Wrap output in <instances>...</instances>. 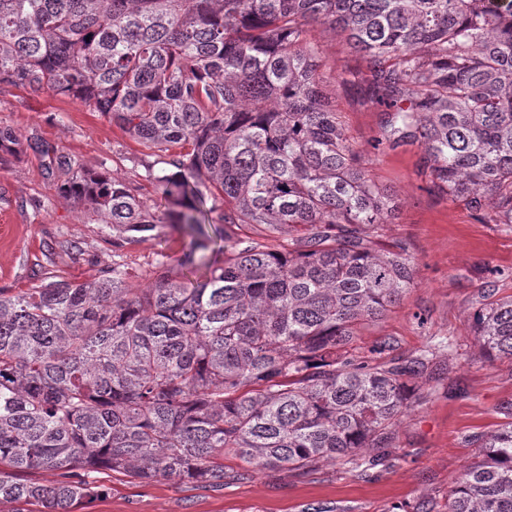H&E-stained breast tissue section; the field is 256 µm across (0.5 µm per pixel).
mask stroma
<instances>
[{"mask_svg":"<svg viewBox=\"0 0 512 512\" xmlns=\"http://www.w3.org/2000/svg\"><path fill=\"white\" fill-rule=\"evenodd\" d=\"M308 38L326 60L324 78L336 91V110L351 142L369 150L371 177L391 187L400 202L380 241L405 243L416 267L413 287L383 320L361 327L352 352L369 356L375 342L389 336L395 356L432 352L439 378H418L424 398L402 417L394 447L379 464H371L367 449L355 464L336 459L310 471H257L227 454L220 458V489L174 478L141 484L104 471V495L77 512H306L313 506L323 512H445L449 489L479 454L470 436L512 421V360L487 361L468 328L489 270H512V224L477 223L463 201L426 192L421 147L370 151L384 115L370 100L366 60L325 26H312ZM346 72L353 75L351 83L337 85ZM0 127L40 136L75 155L83 169L120 176L137 187L151 213L164 218L162 190L144 178L149 149L91 107L12 88L0 92ZM63 240L81 243L85 261L73 262L57 250ZM182 248V235L168 226L144 242L113 248L111 230L44 179L39 155L30 152L0 165V288L86 281L115 261L127 265L129 282L137 287L147 283L159 255L175 259Z\"/></svg>","mask_w":512,"mask_h":512,"instance_id":"1","label":"stroma"}]
</instances>
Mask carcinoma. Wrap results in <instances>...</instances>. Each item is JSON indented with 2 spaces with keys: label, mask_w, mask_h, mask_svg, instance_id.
Here are the masks:
<instances>
[{
  "label": "carcinoma",
  "mask_w": 512,
  "mask_h": 512,
  "mask_svg": "<svg viewBox=\"0 0 512 512\" xmlns=\"http://www.w3.org/2000/svg\"><path fill=\"white\" fill-rule=\"evenodd\" d=\"M369 64L384 112L373 148L423 150L426 190L480 224H512V9L485 0H0V91L77 99L154 152L170 224L189 237L134 288L115 263L92 281L0 288V504L76 512L94 474L224 486L228 453L255 470L309 469L390 448L427 371L347 346L414 285L404 243L377 248L395 197L369 174L323 82L309 26ZM27 147L57 193L123 238L161 227L120 178L0 128V161ZM164 168L158 170L156 166ZM174 171L169 172L167 168ZM222 224L307 233L277 249L210 235ZM224 244L217 245V240ZM469 322L489 360L512 359V296L497 278ZM480 460L448 512H512V422L471 436ZM52 472L46 485L24 479Z\"/></svg>",
  "instance_id": "cac0c4a2"
}]
</instances>
